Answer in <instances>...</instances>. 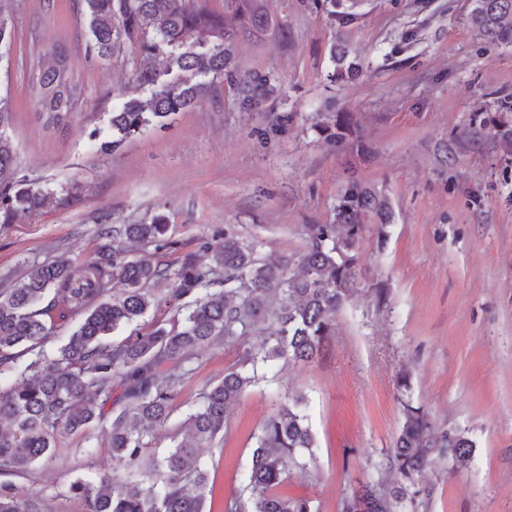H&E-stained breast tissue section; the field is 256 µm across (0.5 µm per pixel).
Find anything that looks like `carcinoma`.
Listing matches in <instances>:
<instances>
[{
    "mask_svg": "<svg viewBox=\"0 0 512 512\" xmlns=\"http://www.w3.org/2000/svg\"><path fill=\"white\" fill-rule=\"evenodd\" d=\"M88 21V52L112 58L127 43L140 51L135 80L150 87L146 98L125 101L109 121L117 147L145 127L188 110L233 76L229 44L236 31L207 0H80ZM240 30L267 27L257 0H231ZM467 21L487 40L512 46V0H469ZM50 67L30 56L29 89L48 127L63 129L82 94L66 50L55 46ZM164 54L158 70L154 57ZM13 112L0 99V223L20 210L38 209L43 188L19 175L7 130ZM329 136L342 140L345 120L320 114ZM386 201L356 182L336 206L333 224H308L307 244L296 255H257L256 243L229 225L201 243L212 262L184 255L178 266L131 255L124 242L171 249L168 226L104 224L105 243L96 258L68 256L0 288V475L20 476L55 458L60 439L95 426L110 434L113 465L128 479L105 473L78 478L68 488L82 512H212L204 448H224L229 410L269 372L319 356L336 335V314L361 288L359 243L372 214L387 216ZM119 282L123 288L112 285ZM79 321L65 343L54 341L51 312ZM158 311L165 321L145 325ZM130 327L119 341L117 332ZM253 341L224 377L209 381L198 400L175 422L176 399L193 363L208 346ZM402 423L391 450L376 464L379 480L343 496L339 512H418L429 495L426 469L444 458L457 469L470 467L475 441L468 432L436 426L423 405L410 397L411 375L396 378ZM305 397L275 402L253 434V446L238 489L226 512H319L315 501L281 491L294 468L315 465L316 439L308 424ZM169 445L152 453L156 435ZM43 502L0 485V512H45Z\"/></svg>",
    "mask_w": 512,
    "mask_h": 512,
    "instance_id": "obj_1",
    "label": "carcinoma"
}]
</instances>
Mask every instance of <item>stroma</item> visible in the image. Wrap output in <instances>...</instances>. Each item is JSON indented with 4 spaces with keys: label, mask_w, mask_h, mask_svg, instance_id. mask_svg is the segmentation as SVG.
I'll list each match as a JSON object with an SVG mask.
<instances>
[{
    "label": "stroma",
    "mask_w": 512,
    "mask_h": 512,
    "mask_svg": "<svg viewBox=\"0 0 512 512\" xmlns=\"http://www.w3.org/2000/svg\"><path fill=\"white\" fill-rule=\"evenodd\" d=\"M263 2L271 23L235 40L234 84L106 154L89 132L107 133L126 97L149 93L133 81L137 46L111 61L90 56L79 0H16L15 39L0 45V96L13 108L8 134L21 172L47 200L0 227V285L62 255L94 256L100 225L158 216L175 248L134 243L132 253L173 266L229 224L254 238L259 255L297 254L305 225L334 223L340 195L358 182L388 201L387 237L364 233L362 289L337 314L321 356L247 391L230 411L223 452H202L212 512L238 486L272 398L291 392L307 398L317 450L315 466L294 471L284 491L338 512L344 494L378 477L374 465L401 423L403 370L437 424L476 442L468 470L449 475L443 460L428 469L433 493L420 512H512V46L473 33L469 0H363L349 24L332 17L328 0ZM61 42L83 85L64 131L45 127L26 73L30 54L50 65ZM338 45L357 78L340 79ZM259 75L271 82L242 109ZM321 112L348 114L346 139L320 130ZM245 348L241 340L201 353L179 411ZM112 469L107 435L95 428L62 439L54 461L13 483L49 512H81L69 483Z\"/></svg>",
    "instance_id": "stroma-1"
}]
</instances>
